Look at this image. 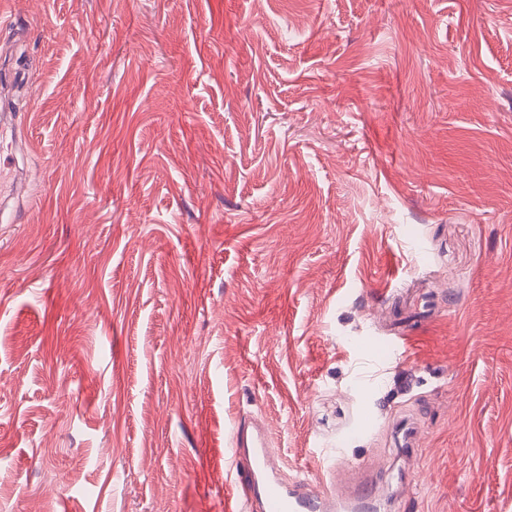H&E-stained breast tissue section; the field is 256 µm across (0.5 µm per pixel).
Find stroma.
<instances>
[{
	"label": "stroma",
	"mask_w": 512,
	"mask_h": 512,
	"mask_svg": "<svg viewBox=\"0 0 512 512\" xmlns=\"http://www.w3.org/2000/svg\"><path fill=\"white\" fill-rule=\"evenodd\" d=\"M1 16L33 151L0 223V512H221L250 421L392 512H512V0Z\"/></svg>",
	"instance_id": "35a3bbf8"
}]
</instances>
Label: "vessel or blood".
<instances>
[{"instance_id":"obj_1","label":"vessel or blood","mask_w":512,"mask_h":512,"mask_svg":"<svg viewBox=\"0 0 512 512\" xmlns=\"http://www.w3.org/2000/svg\"><path fill=\"white\" fill-rule=\"evenodd\" d=\"M234 470V495L225 497L224 512H377L371 481L349 484L328 465V450L318 455L315 479L286 477L279 455L265 431L241 424L226 450Z\"/></svg>"}]
</instances>
